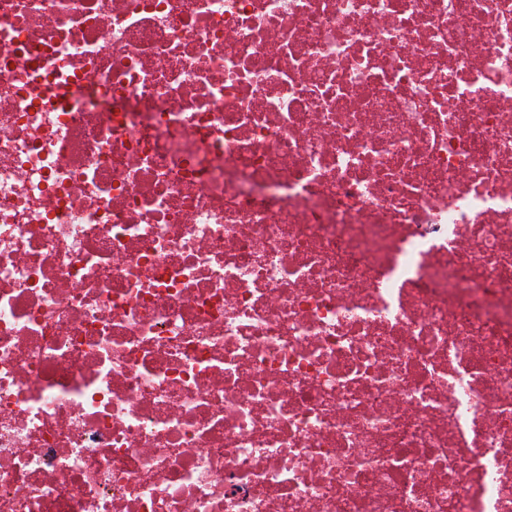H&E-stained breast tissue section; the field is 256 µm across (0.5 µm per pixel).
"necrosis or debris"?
I'll return each instance as SVG.
<instances>
[{
  "label": "necrosis or debris",
  "instance_id": "obj_1",
  "mask_svg": "<svg viewBox=\"0 0 512 512\" xmlns=\"http://www.w3.org/2000/svg\"><path fill=\"white\" fill-rule=\"evenodd\" d=\"M0 512H512V0H0Z\"/></svg>",
  "mask_w": 512,
  "mask_h": 512
}]
</instances>
